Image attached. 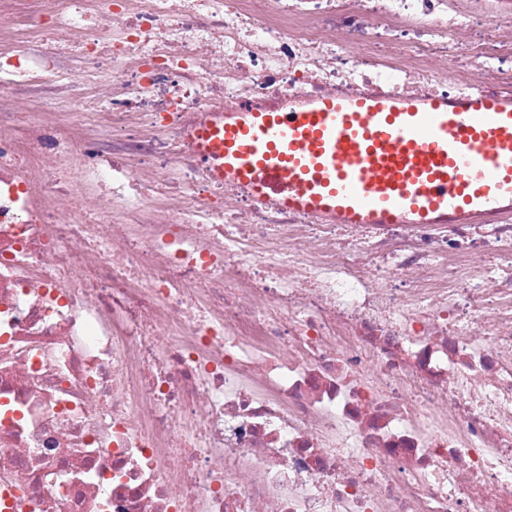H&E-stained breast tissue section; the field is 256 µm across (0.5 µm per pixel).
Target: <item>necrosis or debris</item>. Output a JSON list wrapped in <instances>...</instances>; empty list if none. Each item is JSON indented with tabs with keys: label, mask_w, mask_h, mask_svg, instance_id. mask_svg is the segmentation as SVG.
<instances>
[{
	"label": "necrosis or debris",
	"mask_w": 512,
	"mask_h": 512,
	"mask_svg": "<svg viewBox=\"0 0 512 512\" xmlns=\"http://www.w3.org/2000/svg\"><path fill=\"white\" fill-rule=\"evenodd\" d=\"M25 30L53 49L0 52V512H512V217L324 224L191 138L277 97L512 95V0H0ZM75 30L112 105L30 120Z\"/></svg>",
	"instance_id": "1"
}]
</instances>
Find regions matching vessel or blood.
I'll return each instance as SVG.
<instances>
[{
  "label": "vessel or blood",
  "mask_w": 512,
  "mask_h": 512,
  "mask_svg": "<svg viewBox=\"0 0 512 512\" xmlns=\"http://www.w3.org/2000/svg\"><path fill=\"white\" fill-rule=\"evenodd\" d=\"M213 180L346 224H466L512 213V97H300L207 112Z\"/></svg>",
  "instance_id": "vessel-or-blood-1"
}]
</instances>
